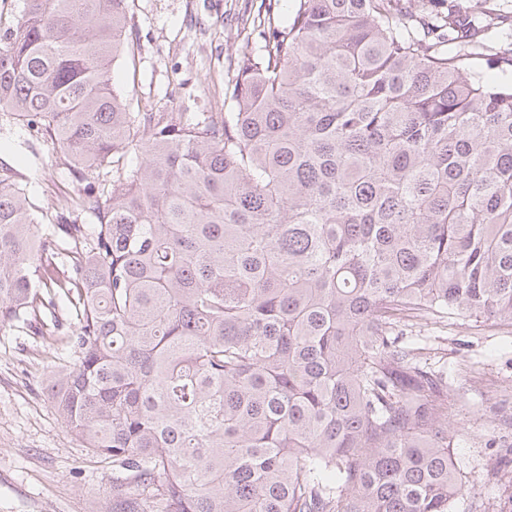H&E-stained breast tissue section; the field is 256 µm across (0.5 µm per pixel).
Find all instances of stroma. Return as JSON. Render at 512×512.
<instances>
[{"label": "stroma", "instance_id": "35a3bbf8", "mask_svg": "<svg viewBox=\"0 0 512 512\" xmlns=\"http://www.w3.org/2000/svg\"><path fill=\"white\" fill-rule=\"evenodd\" d=\"M124 53L114 87L135 112L195 116L224 109V85L259 36L240 31L260 0H128ZM22 184L44 236L58 224H88L73 200L112 188L108 168L78 170L36 132L0 119V170ZM75 329L58 301L42 325L0 329V512H103L112 470L88 455L58 417L45 387ZM433 363L448 373V413L464 434L454 445L467 492L457 512H485L512 500L502 458L512 447V327L494 321L428 329Z\"/></svg>", "mask_w": 512, "mask_h": 512}]
</instances>
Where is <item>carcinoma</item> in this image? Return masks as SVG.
Segmentation results:
<instances>
[{
  "label": "carcinoma",
  "instance_id": "carcinoma-1",
  "mask_svg": "<svg viewBox=\"0 0 512 512\" xmlns=\"http://www.w3.org/2000/svg\"><path fill=\"white\" fill-rule=\"evenodd\" d=\"M20 2L0 111L115 180L46 241L0 178V328L75 309L47 391L112 465L106 512H456L448 381L411 336L512 325V84L468 67L486 0H295L283 25L261 0L230 111L192 121L113 87L126 0Z\"/></svg>",
  "mask_w": 512,
  "mask_h": 512
}]
</instances>
